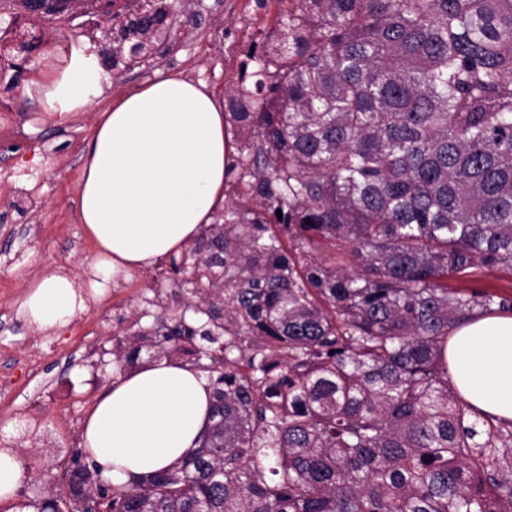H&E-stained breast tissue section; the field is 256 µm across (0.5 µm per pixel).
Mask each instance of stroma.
<instances>
[{
  "mask_svg": "<svg viewBox=\"0 0 512 512\" xmlns=\"http://www.w3.org/2000/svg\"><path fill=\"white\" fill-rule=\"evenodd\" d=\"M185 7L197 14L198 26L177 21L152 58L119 62L89 110L61 115L49 111L40 95L25 93L44 62L87 56V44L64 25L39 59L23 61L13 82L0 87L1 94L29 98L26 142L11 162L0 164V371L9 354H22L36 344L49 351L43 371L35 377L17 373L18 390L0 402V448L15 450L24 474L20 489L28 496L60 477L71 449L81 445L88 410L116 382L114 336L141 317L158 314L160 306L179 307L184 301L180 288L149 271L117 279L103 301L78 314L57 347L53 333L29 327L15 315L13 302L30 277L66 271L79 284L87 282L85 270L95 247L83 231L75 200L95 112L160 71L183 73L223 95L236 83L252 39L274 27L280 4L187 0ZM20 185L28 189L32 207L16 205Z\"/></svg>",
  "mask_w": 512,
  "mask_h": 512,
  "instance_id": "stroma-1",
  "label": "stroma"
}]
</instances>
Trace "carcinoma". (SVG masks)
I'll return each instance as SVG.
<instances>
[{
	"mask_svg": "<svg viewBox=\"0 0 512 512\" xmlns=\"http://www.w3.org/2000/svg\"><path fill=\"white\" fill-rule=\"evenodd\" d=\"M279 2L224 91L231 202L170 259L188 302L112 346L121 376L144 349L207 374L198 448L129 484L74 448L37 512H512V421L464 402L445 355L461 320L512 311L448 287L512 269V0ZM173 7L144 0L101 57Z\"/></svg>",
	"mask_w": 512,
	"mask_h": 512,
	"instance_id": "carcinoma-1",
	"label": "carcinoma"
}]
</instances>
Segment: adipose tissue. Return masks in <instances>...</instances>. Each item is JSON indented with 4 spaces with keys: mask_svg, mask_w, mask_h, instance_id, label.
<instances>
[{
    "mask_svg": "<svg viewBox=\"0 0 512 512\" xmlns=\"http://www.w3.org/2000/svg\"><path fill=\"white\" fill-rule=\"evenodd\" d=\"M100 72L80 61L41 69L35 83L62 110H83L101 89ZM229 143L224 106L208 87L181 74L157 77L96 113L76 206L96 245L89 298L112 280L181 253L224 209ZM62 275L27 282L18 318L41 330L67 325L85 308ZM455 391L494 419L512 421V314L469 319L449 336ZM207 375L163 360L129 373L101 395L82 427L83 447L104 478L135 482L196 448L208 421Z\"/></svg>",
    "mask_w": 512,
    "mask_h": 512,
    "instance_id": "adipose-tissue-1",
    "label": "adipose tissue"
}]
</instances>
